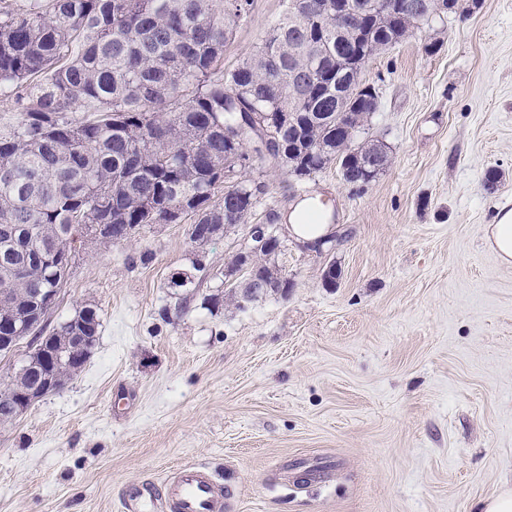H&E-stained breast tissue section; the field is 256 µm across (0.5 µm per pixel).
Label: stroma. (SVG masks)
I'll return each instance as SVG.
<instances>
[{
	"label": "stroma",
	"mask_w": 512,
	"mask_h": 512,
	"mask_svg": "<svg viewBox=\"0 0 512 512\" xmlns=\"http://www.w3.org/2000/svg\"><path fill=\"white\" fill-rule=\"evenodd\" d=\"M285 8L253 0L225 68ZM361 80L378 109L355 139L390 153L373 181L334 163L246 173L265 186L250 224L309 197L334 215L320 251L283 235L288 292L211 303L250 224L204 245L184 224L73 243L47 324L90 304L100 334L64 389L0 424V512H122L130 488L163 494L186 465L228 490L223 512H476L512 490V266L484 240L512 207V0L411 29Z\"/></svg>",
	"instance_id": "1"
}]
</instances>
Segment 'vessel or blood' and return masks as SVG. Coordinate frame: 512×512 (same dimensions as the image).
Here are the masks:
<instances>
[{"label":"vessel or blood","mask_w":512,"mask_h":512,"mask_svg":"<svg viewBox=\"0 0 512 512\" xmlns=\"http://www.w3.org/2000/svg\"><path fill=\"white\" fill-rule=\"evenodd\" d=\"M171 512H222V492L211 476L197 466L180 470L165 488Z\"/></svg>","instance_id":"vessel-or-blood-1"}]
</instances>
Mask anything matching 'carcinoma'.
<instances>
[{"mask_svg": "<svg viewBox=\"0 0 512 512\" xmlns=\"http://www.w3.org/2000/svg\"><path fill=\"white\" fill-rule=\"evenodd\" d=\"M287 0L262 44L231 69L224 48L252 0H0V332L28 326L31 303L62 288L69 271L49 260L96 224L125 241L147 224H246L252 186L224 185V131L258 113L315 115L307 132L316 173L339 163L343 180L378 176L338 130L348 112L363 127L378 103L355 80L354 55L399 43L411 10L434 17L458 0H399L378 19L362 0L366 36L344 52L334 12L300 15ZM100 326L86 306L52 336Z\"/></svg>", "mask_w": 512, "mask_h": 512, "instance_id": "obj_1", "label": "carcinoma"}]
</instances>
